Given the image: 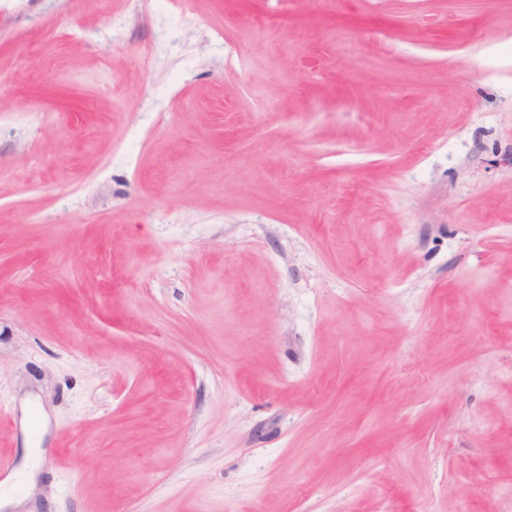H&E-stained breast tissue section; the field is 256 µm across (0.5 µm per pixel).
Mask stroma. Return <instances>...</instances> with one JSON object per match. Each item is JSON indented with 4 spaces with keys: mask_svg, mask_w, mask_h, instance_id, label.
<instances>
[{
    "mask_svg": "<svg viewBox=\"0 0 512 512\" xmlns=\"http://www.w3.org/2000/svg\"><path fill=\"white\" fill-rule=\"evenodd\" d=\"M33 512H512V0H0V456Z\"/></svg>",
    "mask_w": 512,
    "mask_h": 512,
    "instance_id": "1",
    "label": "stroma"
}]
</instances>
